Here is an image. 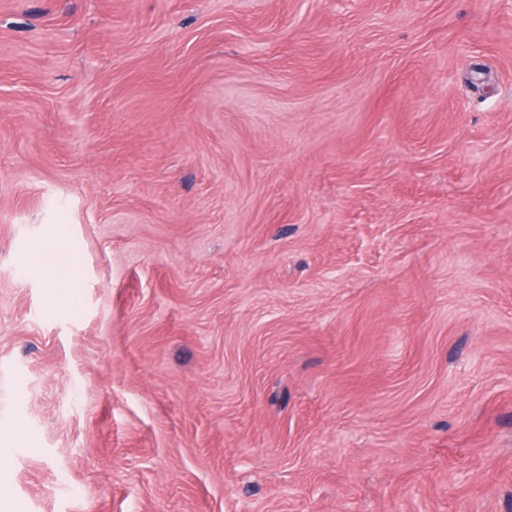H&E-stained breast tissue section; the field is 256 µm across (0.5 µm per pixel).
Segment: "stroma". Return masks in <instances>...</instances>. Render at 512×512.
<instances>
[{"label":"stroma","mask_w":512,"mask_h":512,"mask_svg":"<svg viewBox=\"0 0 512 512\" xmlns=\"http://www.w3.org/2000/svg\"><path fill=\"white\" fill-rule=\"evenodd\" d=\"M20 512H512V0H0Z\"/></svg>","instance_id":"1"}]
</instances>
